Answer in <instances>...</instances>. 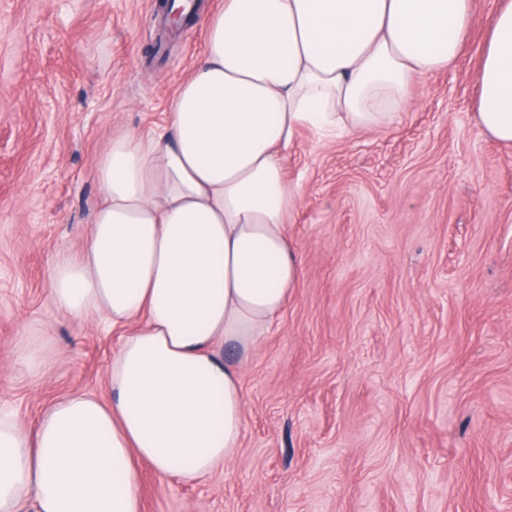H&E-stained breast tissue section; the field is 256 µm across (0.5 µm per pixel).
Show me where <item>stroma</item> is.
I'll use <instances>...</instances> for the list:
<instances>
[{
	"mask_svg": "<svg viewBox=\"0 0 512 512\" xmlns=\"http://www.w3.org/2000/svg\"><path fill=\"white\" fill-rule=\"evenodd\" d=\"M393 123L301 130L282 165L302 266L242 371L243 438L207 478L141 463L142 512H498L512 499V148L475 122L497 0ZM157 0H0V410L32 424L72 391L111 399L120 336L49 294L100 200L112 136L163 125L202 58ZM46 334L35 375L23 343Z\"/></svg>",
	"mask_w": 512,
	"mask_h": 512,
	"instance_id": "35a3bbf8",
	"label": "stroma"
}]
</instances>
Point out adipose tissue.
<instances>
[{
    "instance_id": "adipose-tissue-1",
    "label": "adipose tissue",
    "mask_w": 512,
    "mask_h": 512,
    "mask_svg": "<svg viewBox=\"0 0 512 512\" xmlns=\"http://www.w3.org/2000/svg\"><path fill=\"white\" fill-rule=\"evenodd\" d=\"M473 24L472 0H224L165 131L101 153L86 246L49 274L64 315L123 330L112 398L67 394L31 426L0 414V512H141L140 463L193 481L232 457L241 371L301 274L282 153L304 126L392 123ZM487 31L475 120L512 147V0Z\"/></svg>"
}]
</instances>
